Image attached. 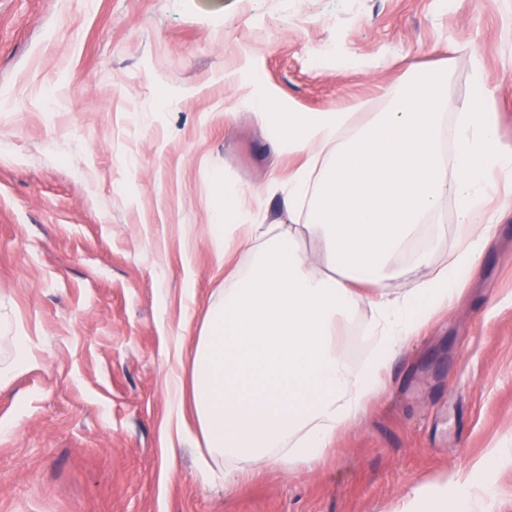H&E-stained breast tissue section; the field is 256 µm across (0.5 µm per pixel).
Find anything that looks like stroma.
<instances>
[{
    "instance_id": "obj_1",
    "label": "stroma",
    "mask_w": 512,
    "mask_h": 512,
    "mask_svg": "<svg viewBox=\"0 0 512 512\" xmlns=\"http://www.w3.org/2000/svg\"><path fill=\"white\" fill-rule=\"evenodd\" d=\"M476 57L512 146V0H0V363L20 337L35 357L0 382V512H394L458 475L469 512H512V463L479 465L512 449V215L319 462L230 490L192 444L167 457L175 339L224 288L219 186L288 221L263 187L300 159L251 99L363 122L443 66L458 105Z\"/></svg>"
}]
</instances>
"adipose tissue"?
<instances>
[{"instance_id": "1", "label": "adipose tissue", "mask_w": 512, "mask_h": 512, "mask_svg": "<svg viewBox=\"0 0 512 512\" xmlns=\"http://www.w3.org/2000/svg\"><path fill=\"white\" fill-rule=\"evenodd\" d=\"M385 108L364 124L349 110L277 112L260 100L261 119L304 161L287 181H272L301 224H255L241 193L223 190L224 207L210 232L224 290L211 301L192 343L176 339L175 359H188L190 382L167 377L174 393L169 429L204 449L197 476L209 482L214 463L237 474L249 466L318 461L338 431L352 426L383 388L405 344L448 309L476 269L498 222L483 216L488 169L512 167L493 113L481 100L458 109L453 148L442 143L448 75L413 72L385 90ZM454 198L466 231L448 262L433 250L407 255ZM320 244L311 264L305 238ZM402 258L412 279L395 293L385 286ZM377 342L374 359L356 365L342 346V324L359 304ZM471 486L454 492L421 485L396 512H464Z\"/></svg>"}]
</instances>
